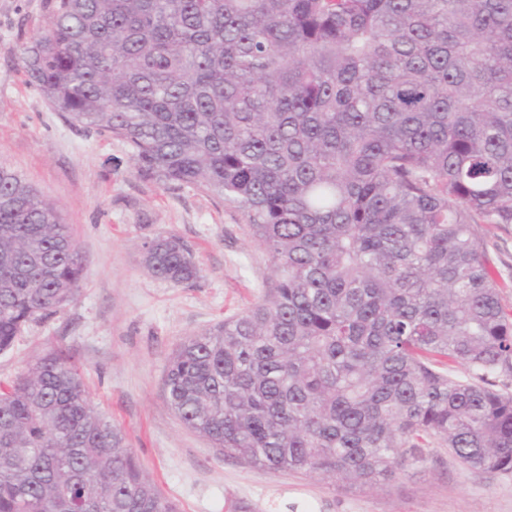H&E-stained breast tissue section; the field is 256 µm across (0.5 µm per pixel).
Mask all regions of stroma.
I'll use <instances>...</instances> for the list:
<instances>
[{"instance_id": "stroma-1", "label": "stroma", "mask_w": 512, "mask_h": 512, "mask_svg": "<svg viewBox=\"0 0 512 512\" xmlns=\"http://www.w3.org/2000/svg\"><path fill=\"white\" fill-rule=\"evenodd\" d=\"M49 19L48 0H0V166L21 173L70 224L85 264L78 298L26 327L0 354V380L53 348L81 371L89 396L119 426L143 468L179 512H512V474L466 470L444 448L377 486L315 474L271 473L224 458L188 429L164 393L177 344L254 303L274 284L266 251L240 214L192 187L139 176L127 146L69 123L27 82L18 57ZM478 230L503 303L512 308V226ZM180 237L200 268L175 286L147 273L142 243Z\"/></svg>"}]
</instances>
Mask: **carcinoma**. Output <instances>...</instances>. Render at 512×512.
Segmentation results:
<instances>
[{"label":"carcinoma","instance_id":"1","mask_svg":"<svg viewBox=\"0 0 512 512\" xmlns=\"http://www.w3.org/2000/svg\"><path fill=\"white\" fill-rule=\"evenodd\" d=\"M135 171L241 215L274 286L187 337L167 400L226 458L374 486L437 443L512 472V0H53L19 55ZM154 278H199L183 241ZM57 204L0 167V353L77 298ZM454 364L470 381L451 378ZM178 512L54 348L0 383V512ZM476 229L488 242L492 270L499 275L503 303L512 310V225L498 228L478 224Z\"/></svg>","mask_w":512,"mask_h":512}]
</instances>
